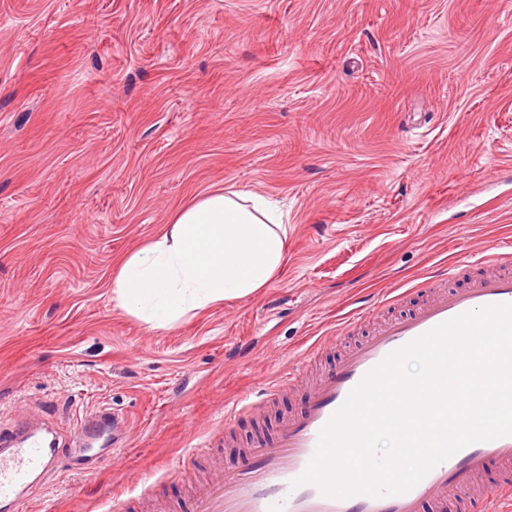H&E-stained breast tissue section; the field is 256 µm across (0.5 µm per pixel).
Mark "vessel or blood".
<instances>
[{"label": "vessel or blood", "mask_w": 512, "mask_h": 512, "mask_svg": "<svg viewBox=\"0 0 512 512\" xmlns=\"http://www.w3.org/2000/svg\"><path fill=\"white\" fill-rule=\"evenodd\" d=\"M455 277V271L439 269L412 288L391 289L385 298L389 304L408 301L415 292L424 298L350 345L315 384L304 408L280 422L275 437L253 442L245 464L219 470L198 490L192 512H446L452 491L470 494L468 512L512 506V434L463 446L398 494L339 498L302 480L323 429L388 356L457 317L512 305L511 251L486 253L470 267L465 286L456 285ZM292 382L291 371H275L256 403L240 405L239 413L268 407ZM75 468L93 477L96 460L85 449L62 447L51 428L35 426L20 434L0 430V512H19L50 476Z\"/></svg>", "instance_id": "vessel-or-blood-1"}]
</instances>
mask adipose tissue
<instances>
[{
  "label": "adipose tissue",
  "instance_id": "1",
  "mask_svg": "<svg viewBox=\"0 0 512 512\" xmlns=\"http://www.w3.org/2000/svg\"><path fill=\"white\" fill-rule=\"evenodd\" d=\"M288 226L263 196L221 191L178 210L170 233L131 254L112 280L116 302L150 328L258 293L281 272Z\"/></svg>",
  "mask_w": 512,
  "mask_h": 512
}]
</instances>
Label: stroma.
Returning <instances> with one entry per match:
<instances>
[{"label": "stroma", "mask_w": 512, "mask_h": 512, "mask_svg": "<svg viewBox=\"0 0 512 512\" xmlns=\"http://www.w3.org/2000/svg\"><path fill=\"white\" fill-rule=\"evenodd\" d=\"M288 218L258 295L152 329L115 270L202 193ZM512 239V0H0V428L108 410L94 480L22 512L189 508L176 478L280 366L222 466L299 410L348 313ZM151 498L129 508L137 479ZM292 375L293 371L291 370L279 369L275 371L266 384V387L264 388L265 392L261 394L257 400L240 405L239 408L237 406L234 415L231 414L224 420V438L231 436L233 421L237 415L245 414L251 411L257 405H259L261 408L268 407L271 400L275 399V396H278L282 391L288 388L289 385L295 382V379L292 377Z\"/></svg>", "instance_id": "stroma-1"}]
</instances>
